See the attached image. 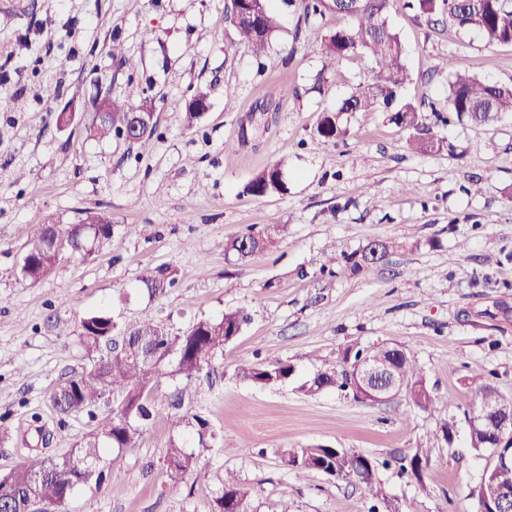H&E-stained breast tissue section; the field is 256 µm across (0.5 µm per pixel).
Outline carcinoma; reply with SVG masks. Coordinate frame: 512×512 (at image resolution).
Segmentation results:
<instances>
[{"instance_id":"1","label":"carcinoma","mask_w":512,"mask_h":512,"mask_svg":"<svg viewBox=\"0 0 512 512\" xmlns=\"http://www.w3.org/2000/svg\"><path fill=\"white\" fill-rule=\"evenodd\" d=\"M396 0H357L355 11L348 14L352 24L330 30L324 36L326 54L332 58L365 55L373 59L376 73L366 84L358 85L334 111L325 113L316 127L317 143L342 139L346 127L339 121L344 112H366L382 107L390 111V120L411 131L414 150L430 151L437 146L431 129L424 123L418 109L401 100V91L409 78L404 64L401 39L388 26L387 18ZM237 7L254 14L260 31L236 29L241 40L255 57L263 56L269 39L279 29L277 17L269 8V0H246ZM410 7L423 16L442 14L461 28L476 30L491 43L512 44V0H412ZM306 13L320 18L342 15L339 0H311ZM206 104V94L194 95L185 112L187 126L199 118V107ZM99 105L106 108L104 118H91L89 132L97 138L118 134L134 112H149L152 105L144 101L134 106L117 96L105 95ZM512 112V84L492 83L460 73H449L448 113L481 125H491L502 114ZM284 182L281 170L274 165L253 178L246 191L263 196L279 190ZM114 224L107 211L86 213L77 224H39L35 239L19 266L20 276L32 283L43 279L57 263L67 257H86L104 241L112 238ZM283 231L280 224H263L228 244L237 259L245 262L273 243ZM175 280L168 269L148 268L138 277V285L148 296L165 293ZM242 309L224 312L219 319H201L185 332L171 333L152 321L118 325L102 313H88L78 324L81 344L91 359V366L68 377L54 391L52 401L57 411L65 416L88 411L94 420V429L82 437L69 453L56 458L29 455L24 463L8 474L12 484L8 505L11 512H64L71 493L81 485L103 478V449L130 448L151 420L164 417L170 427L198 426L203 434L207 421L183 411L186 390L202 373L211 368L217 353L234 339L248 322ZM391 360L393 374L406 382L405 394L419 410L436 409L437 398L417 368L414 357L404 348H378ZM362 350L347 349L344 363L347 367H332L319 371L308 379L301 389L308 394L336 387L347 390L353 397L361 391L353 374L354 364ZM171 371H166L167 367ZM294 369L290 365L267 367L242 362L236 367V377L258 387H273L287 381ZM168 374L179 379V385L169 394L167 405L156 404L151 397L161 376ZM115 398L112 409L100 415L99 404ZM492 406L512 412V397L501 395L497 388L484 382L477 387L476 401L471 411L481 406ZM467 440L476 457L484 458L485 446L491 442L489 434L480 426L468 428ZM285 465L297 477L306 479L320 473L340 479H353L370 487L376 504L370 512H396L387 493L376 479L374 462L363 455L344 448H295L281 453ZM429 450L415 451L396 459L399 470L416 480L423 477ZM166 474L172 484L193 472L197 456L188 451L185 443L169 437L165 448ZM251 489L227 472L222 482L221 495L210 505L209 512H251ZM474 512H494L493 504L483 483L471 489Z\"/></svg>"}]
</instances>
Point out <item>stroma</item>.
<instances>
[{"label": "stroma", "instance_id": "35a3bbf8", "mask_svg": "<svg viewBox=\"0 0 512 512\" xmlns=\"http://www.w3.org/2000/svg\"><path fill=\"white\" fill-rule=\"evenodd\" d=\"M304 4L270 0L280 28L258 59L232 27L228 0H0V97L10 101L0 111V475L23 463L36 429L49 456L93 430L87 413L62 418L50 401L62 380L90 366L78 337L84 314L151 319L173 332L228 310L250 316L195 383L190 411L208 428L181 436L198 468L171 485L169 426L159 418L134 447L105 449L104 481L78 487L65 512H207L228 471L257 504L283 497L292 512H368L364 484L301 479L281 460L282 449L318 447L378 462L398 512L470 510L484 463L467 444L465 415L481 383L512 395V114L490 126L445 125L435 114L447 109L449 71L511 84L512 45L393 9L388 24L410 73L402 98L441 148L413 150L381 108L343 114L347 136L317 146L322 114L369 80L374 63H328L324 35L350 20L306 16ZM115 42L136 69L112 58ZM200 90L208 107L190 128L185 107ZM107 93L153 100L149 151L89 136L94 102ZM64 110L74 119L61 128L55 116ZM273 165L284 187L248 193ZM100 209L115 224L110 241L39 282L21 278L33 217L74 224ZM128 224L139 233L126 234ZM254 224L284 231L239 263L226 244ZM376 240L396 248L351 273L347 256ZM147 266L169 268L174 286L149 297L137 282ZM386 342L414 356L438 398L434 412L402 393L368 404L337 389L302 391L314 373L341 365L346 347ZM243 361L295 372L259 388L235 377ZM450 419L449 444L440 428ZM419 446L430 450L422 479L400 475L394 458Z\"/></svg>", "mask_w": 512, "mask_h": 512}]
</instances>
